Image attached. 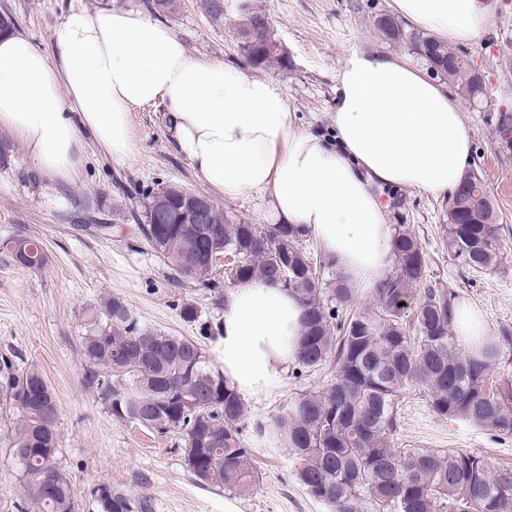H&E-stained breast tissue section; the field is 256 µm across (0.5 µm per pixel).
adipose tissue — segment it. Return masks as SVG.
<instances>
[{"label": "adipose tissue", "instance_id": "adipose-tissue-1", "mask_svg": "<svg viewBox=\"0 0 512 512\" xmlns=\"http://www.w3.org/2000/svg\"><path fill=\"white\" fill-rule=\"evenodd\" d=\"M408 23L451 43L485 32L497 0H392ZM334 138L297 128L282 89L190 52L141 13L74 9L48 49L0 34V127L38 173L72 182L86 140L113 160L135 153L132 109L162 102L200 183L227 198L255 192L277 224L304 227L357 285L390 264L392 230L378 188L434 198L454 190L473 152L460 103L404 58L351 54L336 76ZM303 307L253 279L226 293L219 342L224 375L252 397L277 387L294 361Z\"/></svg>", "mask_w": 512, "mask_h": 512}]
</instances>
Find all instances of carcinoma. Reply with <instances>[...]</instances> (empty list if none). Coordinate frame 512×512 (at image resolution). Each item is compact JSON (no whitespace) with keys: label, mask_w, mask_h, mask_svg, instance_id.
I'll return each instance as SVG.
<instances>
[{"label":"carcinoma","mask_w":512,"mask_h":512,"mask_svg":"<svg viewBox=\"0 0 512 512\" xmlns=\"http://www.w3.org/2000/svg\"><path fill=\"white\" fill-rule=\"evenodd\" d=\"M375 23L387 41L409 48L432 74L455 84L474 100L486 96L470 66L448 71L457 53L433 35L408 30L392 16ZM251 65L278 62L269 50L242 47ZM499 138L512 144V113L497 117ZM462 182L473 186L467 199L451 195L444 212L448 251L474 273L496 266L500 253L498 214L475 171ZM168 208L154 223L150 205L140 231L169 264L177 282L218 288L212 258L238 261L233 283L256 277L279 283L298 298L303 317L295 351L300 372L332 364L326 388L283 403L270 423L258 422L262 438L288 448L295 477L306 493L330 512H512V474L494 471L483 456L467 451L397 448L399 403L404 392L421 388L438 417L512 438V329L495 336L458 335L464 305L447 288L427 284V260L416 235L398 224L392 238V268L369 290L371 305L356 307L359 289L342 269L324 279L325 265L313 261L295 225L260 228L214 208L208 224H173L181 207L176 186L159 189ZM0 248L23 266L42 264L43 249L16 234ZM81 352L85 388L107 405L112 417L158 433L176 430L191 473L203 484L231 493L256 487L259 474L242 440L248 407L214 366L199 339L144 326L120 297L86 310ZM18 356L0 354V403L13 410L11 449L38 512H76L70 480L55 465L59 433L55 396L43 373L23 367ZM43 472L54 493L33 490ZM100 512H151L145 496L133 497L110 484L92 491Z\"/></svg>","instance_id":"obj_1"}]
</instances>
